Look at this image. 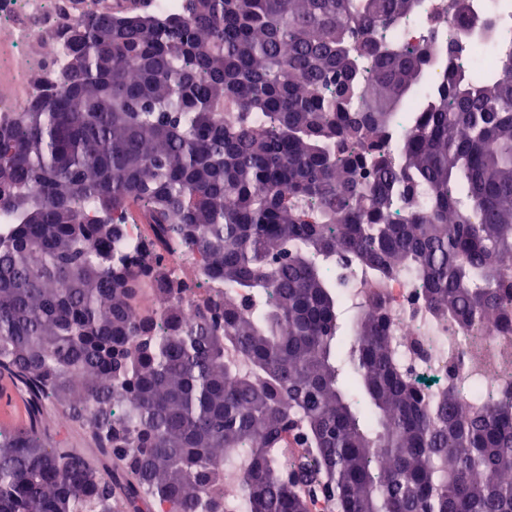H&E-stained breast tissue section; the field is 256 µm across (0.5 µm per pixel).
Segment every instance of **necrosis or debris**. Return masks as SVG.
<instances>
[{
	"instance_id": "1",
	"label": "necrosis or debris",
	"mask_w": 512,
	"mask_h": 512,
	"mask_svg": "<svg viewBox=\"0 0 512 512\" xmlns=\"http://www.w3.org/2000/svg\"><path fill=\"white\" fill-rule=\"evenodd\" d=\"M441 0H423L416 14L394 24L392 33L404 43L430 49L437 63L434 75H441V60L458 30L438 24L436 8ZM85 0H0V122L22 111L33 99L45 76L56 69L53 48L58 22L76 20L86 10ZM512 14V0H468L464 26L470 27L471 52L465 65L500 63L512 51V32L503 26ZM354 302L367 305L383 296L396 336L400 339L401 363L418 384L430 391L450 381L474 384L479 396L496 394L512 381V334L488 337L483 347V364H475L472 349L458 325L439 320L429 312L418 285L407 276L387 282L355 283ZM423 345L427 356L414 355L412 348Z\"/></svg>"
}]
</instances>
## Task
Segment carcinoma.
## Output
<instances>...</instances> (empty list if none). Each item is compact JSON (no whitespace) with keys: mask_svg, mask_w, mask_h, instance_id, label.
I'll list each match as a JSON object with an SVG mask.
<instances>
[{"mask_svg":"<svg viewBox=\"0 0 512 512\" xmlns=\"http://www.w3.org/2000/svg\"><path fill=\"white\" fill-rule=\"evenodd\" d=\"M420 0L90 8L0 126V512H512V383L478 401L396 366L411 274L484 341L512 331V54L385 36ZM466 0H448L457 23ZM214 280L199 319L172 259ZM151 288L157 304L141 305ZM61 406L93 447L45 423ZM0 427L20 428L26 425L27 410L23 400L14 391L11 380L0 377Z\"/></svg>","mask_w":512,"mask_h":512,"instance_id":"obj_1","label":"carcinoma"}]
</instances>
